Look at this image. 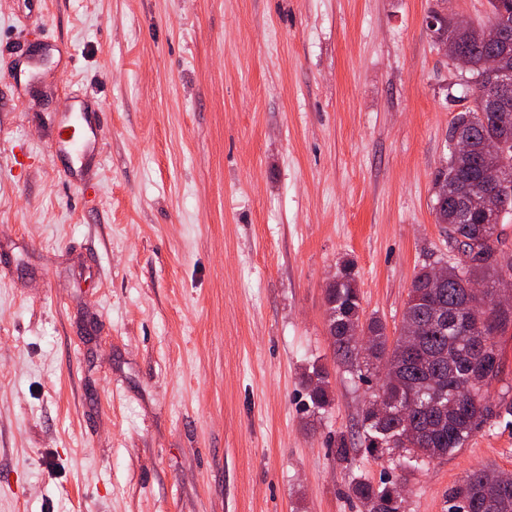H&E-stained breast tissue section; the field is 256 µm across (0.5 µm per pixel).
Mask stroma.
Here are the masks:
<instances>
[{"label": "stroma", "mask_w": 512, "mask_h": 512, "mask_svg": "<svg viewBox=\"0 0 512 512\" xmlns=\"http://www.w3.org/2000/svg\"><path fill=\"white\" fill-rule=\"evenodd\" d=\"M436 5L0 0V512H360V480L448 512L512 472L498 422L406 475L367 453L378 379L328 334L344 262L394 337L458 260L433 187L468 102ZM329 384L327 371L321 366H314L306 380L307 396L314 408L322 410L331 404Z\"/></svg>", "instance_id": "1"}]
</instances>
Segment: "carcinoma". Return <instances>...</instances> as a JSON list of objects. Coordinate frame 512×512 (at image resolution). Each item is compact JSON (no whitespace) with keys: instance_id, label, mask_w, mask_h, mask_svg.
<instances>
[{"instance_id":"obj_1","label":"carcinoma","mask_w":512,"mask_h":512,"mask_svg":"<svg viewBox=\"0 0 512 512\" xmlns=\"http://www.w3.org/2000/svg\"><path fill=\"white\" fill-rule=\"evenodd\" d=\"M474 63L496 49V44L477 38L465 44ZM466 125L478 141L505 138L512 141L497 113L468 107L458 113L452 126ZM488 165L477 156L448 161V178L462 186L486 179ZM436 222L448 235V246L462 254L448 266V280L442 288L430 287L429 270L422 269L410 288L399 335L389 339L379 321L363 318L359 289L346 263L339 276L326 286L329 311L328 332L341 364L359 379L376 370L384 359L398 372L380 377L375 397L387 402L388 412L378 417L363 410L361 428L365 447L372 453L388 451L397 456L403 468L416 467L427 460L447 457L463 448L484 423L492 418H512V399L490 400L489 387L501 380L502 365L480 366L466 350V337L449 323L441 325L431 317L434 303L450 309L461 307L482 312L484 295L469 292V284L495 285L502 272L512 270V251L503 248L502 230L485 223L474 210L463 215L449 201L434 207ZM512 326V310L497 313L490 323L475 318L471 329L484 328L497 336ZM368 331L371 346L360 349L352 343L353 331ZM307 396L312 406H329L332 394L327 371L315 366L307 375ZM485 471H472L448 495V512H458L459 499L469 501L468 512H489L488 500L497 504L495 512H512V482L493 486L484 480ZM365 512H401L403 500L396 484L374 485L358 481L352 487Z\"/></svg>"}]
</instances>
